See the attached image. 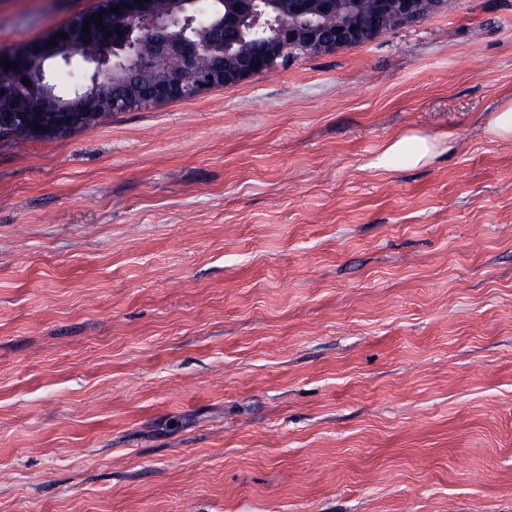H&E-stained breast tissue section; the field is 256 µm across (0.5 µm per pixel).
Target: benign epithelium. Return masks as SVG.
<instances>
[{"label":"benign epithelium","mask_w":512,"mask_h":512,"mask_svg":"<svg viewBox=\"0 0 512 512\" xmlns=\"http://www.w3.org/2000/svg\"><path fill=\"white\" fill-rule=\"evenodd\" d=\"M129 8H122L123 16L132 21V31L144 36V40L128 46L124 57L116 62L118 66L137 69L146 67L158 60L169 67V85L155 90V95L166 97L169 86L179 87L188 95H200L219 82L224 87L235 86L254 76L267 73L280 65L288 51L297 53V58L321 54L324 49L337 51L354 45H366L378 37L374 27L358 23L357 0H288V13L305 23L301 31L288 24L279 29L278 38L262 43L254 56L224 63L220 60L204 58L199 53L183 46L175 45L168 39L167 32L174 24L182 23L179 18L166 17L162 13L160 0H124ZM424 0H377L379 13L391 15L397 22L408 25L417 23L430 14L443 11L447 0H431V10L423 8ZM340 12L344 22L337 28L324 27L318 21L322 14ZM247 19L259 25L262 14L255 7V0H239V9L232 17L224 21L226 28L240 30L241 23ZM116 38L108 37L99 44L96 53L87 57L95 66L102 61L112 60V48ZM18 123L22 127L35 124L52 127L54 119L46 117L0 115V122Z\"/></svg>","instance_id":"1"}]
</instances>
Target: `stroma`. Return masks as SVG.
<instances>
[{"label":"stroma","mask_w":512,"mask_h":512,"mask_svg":"<svg viewBox=\"0 0 512 512\" xmlns=\"http://www.w3.org/2000/svg\"><path fill=\"white\" fill-rule=\"evenodd\" d=\"M97 3L0 0V52ZM509 90L512 0H449L0 143V512H512ZM485 127L494 139L512 140V92L499 95L493 111L485 120ZM440 141L415 132L404 133L393 138L377 156L374 166L388 170L396 162L405 167L425 166L434 158Z\"/></svg>","instance_id":"1"}]
</instances>
